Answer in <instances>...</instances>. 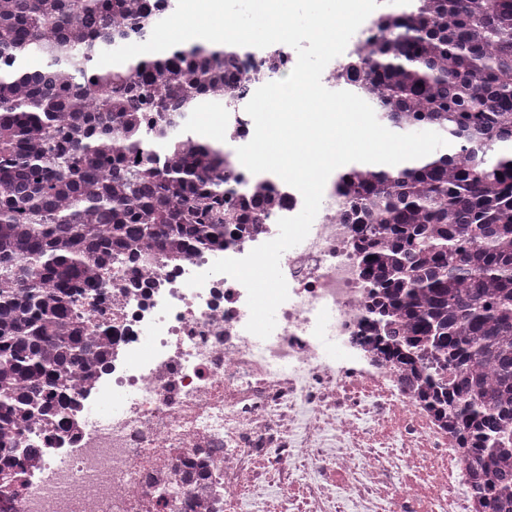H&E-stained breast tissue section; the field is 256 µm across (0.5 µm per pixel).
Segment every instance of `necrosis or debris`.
<instances>
[{
    "label": "necrosis or debris",
    "instance_id": "obj_1",
    "mask_svg": "<svg viewBox=\"0 0 512 512\" xmlns=\"http://www.w3.org/2000/svg\"><path fill=\"white\" fill-rule=\"evenodd\" d=\"M363 23L321 82L345 89ZM278 206L220 249L175 258L156 244L96 271L78 316L109 355L69 385L67 424L37 420L43 454L1 472L0 512H477L455 435L365 342L367 286L335 183L297 251L267 339L246 331L245 287L210 274L273 240L303 207ZM207 273L203 286L188 279Z\"/></svg>",
    "mask_w": 512,
    "mask_h": 512
}]
</instances>
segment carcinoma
Returning a JSON list of instances; mask_svg holds the SVG:
<instances>
[{"mask_svg":"<svg viewBox=\"0 0 512 512\" xmlns=\"http://www.w3.org/2000/svg\"><path fill=\"white\" fill-rule=\"evenodd\" d=\"M378 18L347 66L380 121L456 141L397 169L336 175L371 340L419 381V398L469 444L474 490L512 512V0H416ZM168 0H0V454L34 410L64 421L75 368L102 359L73 322L76 296L137 243L224 244L271 194L224 171V150L187 134L189 114L247 97L252 53L212 45L97 65L105 46L149 39ZM45 64L27 67L29 59Z\"/></svg>","mask_w":512,"mask_h":512,"instance_id":"1","label":"carcinoma"}]
</instances>
